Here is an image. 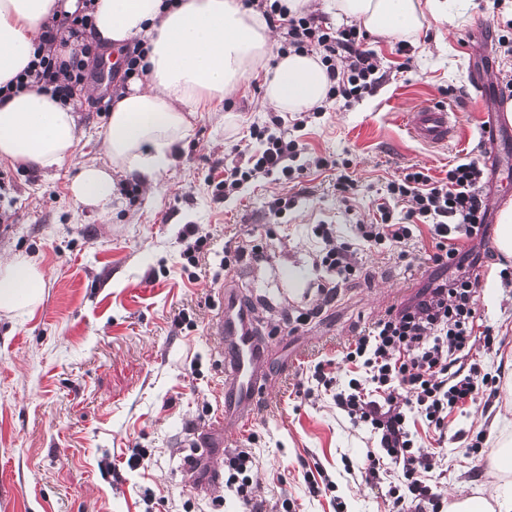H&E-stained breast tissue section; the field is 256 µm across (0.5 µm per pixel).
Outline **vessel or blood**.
<instances>
[{
  "mask_svg": "<svg viewBox=\"0 0 512 512\" xmlns=\"http://www.w3.org/2000/svg\"><path fill=\"white\" fill-rule=\"evenodd\" d=\"M411 128L424 143L441 145L453 135L455 125L447 107L433 104L416 113ZM211 334L217 345L230 348L231 355L224 360V413L206 426L197 440L204 451L230 445L238 429L251 422L254 398L266 377V352L253 334L249 310L240 304L233 289L224 291V308Z\"/></svg>",
  "mask_w": 512,
  "mask_h": 512,
  "instance_id": "b4317fda",
  "label": "vessel or blood"
}]
</instances>
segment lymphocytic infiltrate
I'll use <instances>...</instances> for the list:
<instances>
[{
	"mask_svg": "<svg viewBox=\"0 0 512 512\" xmlns=\"http://www.w3.org/2000/svg\"><path fill=\"white\" fill-rule=\"evenodd\" d=\"M243 2L261 11L269 26L284 30L294 51L320 53L329 79L328 98L357 97L380 82L375 54L360 27L334 31L314 15L289 14L277 0ZM95 3L83 0L80 10L57 11L41 23L32 60L0 86V101L29 87L63 104L72 99L91 79L100 56L94 37ZM284 122L274 112L268 125L251 128L250 137L259 148L238 151L225 162V190L273 175L293 179L299 144L280 134ZM485 185V168L475 158L451 166L442 181L411 167L386 186L389 201L408 204L402 221L393 222L388 201L377 207L378 222L356 225L354 242L340 240L332 225L315 227L324 244L320 264L335 273L337 284L357 273V252L388 248L397 250L401 260L411 259L410 243L423 225L434 243L428 261L447 272L425 299L389 309L360 330L341 357L354 372L333 400L354 427L367 428L377 438L379 446L367 452L363 469L370 483L392 474L386 493L389 512H403L409 500L442 512L431 486L437 451L419 445L415 424L443 431L455 408L477 402L494 384L474 358L478 349H491L495 342L490 331L475 330L485 255L473 242L487 230Z\"/></svg>",
	"mask_w": 512,
	"mask_h": 512,
	"instance_id": "f902f5d3",
	"label": "lymphocytic infiltrate"
}]
</instances>
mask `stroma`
I'll list each match as a JSON object with an SVG mask.
<instances>
[{"instance_id": "stroma-1", "label": "stroma", "mask_w": 512, "mask_h": 512, "mask_svg": "<svg viewBox=\"0 0 512 512\" xmlns=\"http://www.w3.org/2000/svg\"><path fill=\"white\" fill-rule=\"evenodd\" d=\"M512 19V0H469L465 15L427 21L410 37L409 56L394 39L368 34L383 80L359 98L326 101L320 117L295 135L304 172L285 184L263 179L217 196L224 158L263 123L262 76H248L234 98L197 112L193 135L156 191L130 194L115 179L108 217L72 202L71 164L52 173L0 162L7 187L0 212V255L32 257L46 280L32 315L0 318V512H241L225 486L231 448L211 449L190 468L196 438L224 404V359L210 334L223 307L221 288L236 290L253 313L256 336L270 350L269 385L251 426L233 448L250 451L252 496L264 512L289 502L291 512H387L385 487L366 485L360 466L375 440L353 427L331 392L312 378L315 362L332 359L337 385L349 379L335 358L365 323L413 301L433 268H406L393 251L358 253L355 277L325 300L318 224L344 240L373 221L386 185L418 166L436 180L450 164L482 156L487 168V248H495L500 208L512 201V122L501 82L512 73L497 37ZM443 102L457 133L448 144L416 139L412 118ZM496 128L481 144L480 129ZM322 157L351 162L362 187L346 200ZM288 205L270 217L273 199ZM206 234L205 276L192 278L183 256L184 225ZM253 241L261 262L244 260L212 280L232 236ZM512 257L481 272L478 309L496 343L479 352L498 391L485 406L447 418V453L435 458L441 499L485 482L489 454L512 437ZM320 471L335 492L311 494L303 478Z\"/></svg>"}]
</instances>
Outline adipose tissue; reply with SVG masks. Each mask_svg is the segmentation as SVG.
<instances>
[{
  "mask_svg": "<svg viewBox=\"0 0 512 512\" xmlns=\"http://www.w3.org/2000/svg\"><path fill=\"white\" fill-rule=\"evenodd\" d=\"M95 37L106 45L143 42L144 75L112 105L104 126V161H82L77 110L90 89L60 104L37 89L0 103V161L43 173L73 163L75 204L108 214L114 174L155 191L172 169L193 120L212 103L236 95L246 75L264 76V107L307 112L326 98L329 80L317 53L289 52L270 60L275 34L261 12L241 0H96ZM75 11L78 0H0V86L30 62L42 21L55 7ZM338 15L368 32L395 37L417 34L427 19L463 15L468 0H332ZM43 273L30 258H0V316L21 317L43 301ZM486 491L449 499L445 512H512V440L490 452Z\"/></svg>",
  "mask_w": 512,
  "mask_h": 512,
  "instance_id": "1",
  "label": "adipose tissue"
}]
</instances>
